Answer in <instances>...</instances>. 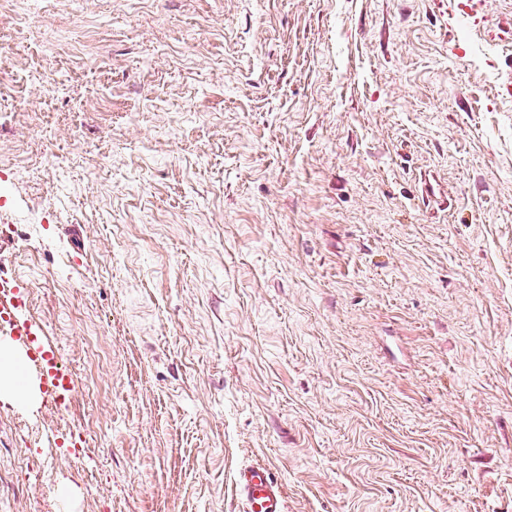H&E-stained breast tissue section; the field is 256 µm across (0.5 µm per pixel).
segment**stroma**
<instances>
[{"mask_svg":"<svg viewBox=\"0 0 512 512\" xmlns=\"http://www.w3.org/2000/svg\"><path fill=\"white\" fill-rule=\"evenodd\" d=\"M0 0V269L75 391L0 512H512V0ZM235 490L244 512H285L282 486L270 468H241L235 477Z\"/></svg>","mask_w":512,"mask_h":512,"instance_id":"1","label":"stroma"}]
</instances>
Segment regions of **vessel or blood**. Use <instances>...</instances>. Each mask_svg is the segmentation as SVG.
Returning <instances> with one entry per match:
<instances>
[{
  "mask_svg": "<svg viewBox=\"0 0 512 512\" xmlns=\"http://www.w3.org/2000/svg\"><path fill=\"white\" fill-rule=\"evenodd\" d=\"M22 297L18 284L0 277V324L7 326L28 363L33 364L42 395L50 402L61 401L74 386L58 367L53 351L43 344L40 330L19 318L17 308ZM235 490L244 512H285L282 486L269 468L261 465L241 468L235 477Z\"/></svg>",
  "mask_w": 512,
  "mask_h": 512,
  "instance_id": "vessel-or-blood-1",
  "label": "vessel or blood"
}]
</instances>
